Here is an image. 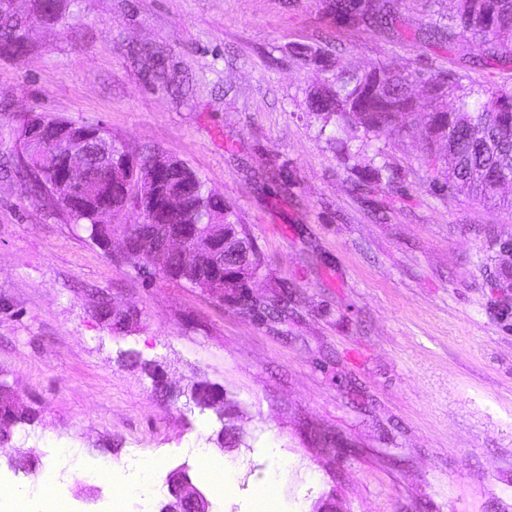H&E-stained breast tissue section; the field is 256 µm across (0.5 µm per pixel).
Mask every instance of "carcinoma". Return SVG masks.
<instances>
[{
    "label": "carcinoma",
    "instance_id": "carcinoma-1",
    "mask_svg": "<svg viewBox=\"0 0 512 512\" xmlns=\"http://www.w3.org/2000/svg\"><path fill=\"white\" fill-rule=\"evenodd\" d=\"M445 10L430 11L414 32L418 41L454 44L463 39L469 58L492 60L512 54V0H448ZM403 0H329L328 6L336 20L365 23L388 28L394 24ZM18 23L0 16V48L9 47ZM292 53L305 63L328 72L331 52L323 46L296 45ZM422 87L430 111L423 113L424 148L420 164L425 168L429 190L447 203L461 196L472 197L493 206L512 210V199L497 195V189L512 183V93L499 94L481 85H464L456 74H430L401 70L391 63L375 65L363 71H340L324 79L321 86L307 97V107L321 116L320 133L336 145L344 160H354L359 152L351 151L348 141L339 132L363 129L366 139L400 141L403 132L418 115L413 86ZM181 179L169 183L170 191L179 193L189 186L198 206L196 221L205 225L206 236L218 244L224 235L239 236L248 244L250 256L234 255V244L224 250L225 259L233 266V281L224 280V271L200 279L196 272L180 267L176 261L163 277L178 286L200 288L216 298L224 299V290L245 309L253 307L245 293L249 282L258 279L265 268L264 257L255 246L245 225L224 197L213 191L202 177L186 164H181ZM17 174L28 181L32 191L44 197L45 187L29 159L17 168ZM399 174L384 163L374 169V186L392 189ZM108 189L105 179L96 174L83 184L87 203L80 209L71 207L63 198L50 199L51 205L64 211L72 223L84 228L90 239L100 241L120 231L144 243L143 252L125 259L137 272H146L153 265L148 229L154 224H114L112 217L126 209L123 200L113 197L109 217H102L97 206L99 196Z\"/></svg>",
    "mask_w": 512,
    "mask_h": 512
}]
</instances>
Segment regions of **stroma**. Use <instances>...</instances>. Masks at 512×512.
I'll use <instances>...</instances> for the list:
<instances>
[{
	"mask_svg": "<svg viewBox=\"0 0 512 512\" xmlns=\"http://www.w3.org/2000/svg\"><path fill=\"white\" fill-rule=\"evenodd\" d=\"M424 14L406 0L384 30L336 21L325 0H67L62 19L31 27L25 55L0 49V380L36 412L5 450L38 460L0 477L39 497L51 470L53 498L109 512L113 481L90 499L53 451L117 468L134 451L161 466L126 512H159L182 465L211 512H254L277 451L278 512H512V289L496 284L484 231L512 236V214L433 198L417 127L399 144L353 134L351 148L393 163L403 184L362 190L366 168L307 108L317 72L290 53L327 45L339 71L392 61L512 92L511 56L477 64L462 46L413 40ZM41 114L102 124L133 152L196 170L265 259L249 291L259 313L136 272L36 197L9 168ZM284 163L290 178L272 181ZM287 285L286 317L270 315ZM106 303L132 319L104 321ZM200 381L223 392L239 447L220 449L217 415L190 400ZM200 448L221 473L205 475Z\"/></svg>",
	"mask_w": 512,
	"mask_h": 512,
	"instance_id": "stroma-1",
	"label": "stroma"
}]
</instances>
